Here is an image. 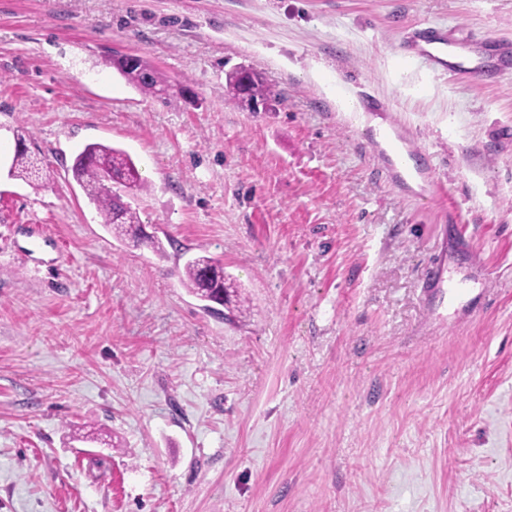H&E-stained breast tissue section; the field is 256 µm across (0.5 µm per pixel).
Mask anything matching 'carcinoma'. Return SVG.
Here are the masks:
<instances>
[{"label": "carcinoma", "mask_w": 512, "mask_h": 512, "mask_svg": "<svg viewBox=\"0 0 512 512\" xmlns=\"http://www.w3.org/2000/svg\"><path fill=\"white\" fill-rule=\"evenodd\" d=\"M126 81L140 93L157 96L173 87L171 80L149 60L126 54H114L105 59ZM244 67H236L225 73L227 100L240 103L244 97L268 109L278 102L277 92L269 84L263 72L251 70L250 82L242 84ZM11 175L32 182L40 179L37 159L29 154L26 136L16 135L15 151L10 169ZM73 179L82 187L87 198L94 204L116 238H130L136 242L150 239L139 234L140 221L136 210L122 202V198L135 192L145 191L148 184L127 152L102 143L86 145L75 157L71 166ZM182 284L187 291L205 302L203 309L211 310L209 303H233L241 300L239 285L224 278V267L207 256H195L184 265Z\"/></svg>", "instance_id": "cac0c4a2"}]
</instances>
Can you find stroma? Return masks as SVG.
Returning a JSON list of instances; mask_svg holds the SVG:
<instances>
[{"mask_svg": "<svg viewBox=\"0 0 512 512\" xmlns=\"http://www.w3.org/2000/svg\"><path fill=\"white\" fill-rule=\"evenodd\" d=\"M440 26L485 78L399 61ZM512 0H0V512H512ZM146 57L147 96L104 58ZM264 72L275 110L224 100ZM431 157L380 171L336 86ZM43 179L10 176L14 132ZM126 150L165 245L113 238L69 168ZM206 255L232 320L181 284ZM483 288L455 317L424 274Z\"/></svg>", "mask_w": 512, "mask_h": 512, "instance_id": "obj_1", "label": "stroma"}]
</instances>
